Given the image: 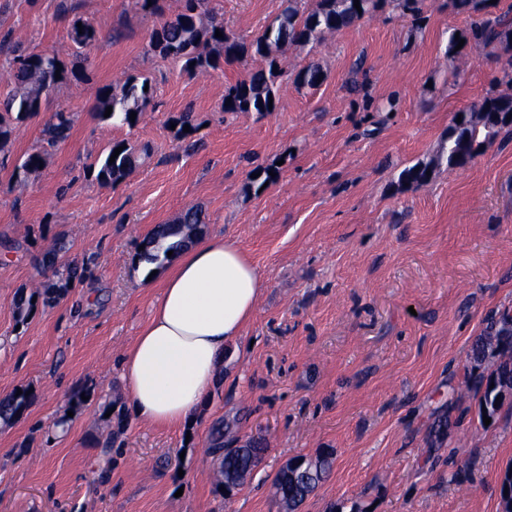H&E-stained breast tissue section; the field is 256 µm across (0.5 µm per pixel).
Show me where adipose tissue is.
I'll return each mask as SVG.
<instances>
[{"mask_svg": "<svg viewBox=\"0 0 512 512\" xmlns=\"http://www.w3.org/2000/svg\"><path fill=\"white\" fill-rule=\"evenodd\" d=\"M264 286L233 241L211 236L164 275L148 322L120 359L133 413L162 428L194 420L213 394L224 350L253 319Z\"/></svg>", "mask_w": 512, "mask_h": 512, "instance_id": "1", "label": "adipose tissue"}]
</instances>
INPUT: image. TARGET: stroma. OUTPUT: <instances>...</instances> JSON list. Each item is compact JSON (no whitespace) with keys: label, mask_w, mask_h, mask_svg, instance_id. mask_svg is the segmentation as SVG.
Segmentation results:
<instances>
[{"label":"stroma","mask_w":512,"mask_h":512,"mask_svg":"<svg viewBox=\"0 0 512 512\" xmlns=\"http://www.w3.org/2000/svg\"><path fill=\"white\" fill-rule=\"evenodd\" d=\"M282 0H208L226 31L254 36ZM97 31L81 81L58 85L14 133L0 164V394L28 389L25 417L0 423V512H284L277 473L329 454L328 477L298 512H500L512 465V401L482 425L467 380L492 362L469 353L491 319L512 313V133L464 170L405 188V167L439 150L451 116L480 101L500 66L491 52L445 57L469 18L425 0L413 27L385 8L288 47L274 111L224 113L246 64L182 73L149 49L161 17L134 0H0V71L14 51L69 56L72 18ZM324 82L292 80L310 62ZM146 76L153 105L135 127L95 118L98 89ZM396 97L395 112L379 104ZM192 108L196 146L172 116ZM74 115L43 167L20 170L52 110ZM115 140L140 155L121 183L92 163ZM276 166L256 189L250 172ZM202 207L208 235L234 241L265 287L220 384L187 428L159 429L130 410L119 361L149 317L160 276L133 265L140 241ZM65 240L91 275L17 325V292L43 280L36 260ZM86 400L74 407V393ZM237 418L225 447L262 442L263 464L225 497L211 426ZM114 436L120 452L103 446Z\"/></svg>","instance_id":"35a3bbf8"}]
</instances>
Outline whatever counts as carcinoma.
Returning a JSON list of instances; mask_svg holds the SVG:
<instances>
[{
	"label": "carcinoma",
	"instance_id": "1",
	"mask_svg": "<svg viewBox=\"0 0 512 512\" xmlns=\"http://www.w3.org/2000/svg\"><path fill=\"white\" fill-rule=\"evenodd\" d=\"M395 4L402 15L412 19L413 24L423 21L424 0H359L360 8L354 7V0H315L313 7L306 6V0H284L285 7L273 17L256 36L245 39L230 34L224 29V22L212 16L206 9V0H183L182 9L154 28L150 35L151 50L180 64V70L195 75L219 67L221 62L236 60L245 62L249 58H261L263 65L246 73L243 78L226 87L224 98L231 103L222 106L224 112H269V98L276 97L277 86L284 75L280 67V56L288 46L313 48L325 36L354 26L359 20L383 9L387 3ZM450 7L458 13L476 16L466 29L452 30L448 36V59L459 55L455 51L458 39L465 40L464 46L472 51L497 47L505 56L502 77L494 83H505L512 87V5L505 9L489 4L488 0H449ZM82 27H77V23ZM223 37L215 36V31ZM96 38V30L87 20L75 19L71 24L70 39L75 56ZM78 77V71L66 66L56 52H41L16 55L8 75L9 90L0 96V150L5 149L19 124L27 121L41 110L50 89L65 82L69 77ZM326 77L323 69L311 63L295 75V81L302 87L314 88L320 85L318 79ZM149 80L127 79L119 86L100 90L93 108L98 119H104L106 108H112L109 119L129 127L148 110L152 103V92L145 89ZM136 113L135 121L130 114ZM512 93L493 91L471 108L461 113V118H452L448 125L446 145L436 154L421 159L404 168L399 182L410 186H422L431 180L427 171L444 166L450 171L463 169L471 163L480 148L494 140L502 131L512 130ZM176 124L177 137L185 139L195 130L194 113L186 109L172 119ZM190 131L183 132L184 125ZM73 126V114L60 109L51 113L43 130L44 146L27 154L20 168L35 173L44 162L46 147H51L69 137ZM122 148L114 155L116 148ZM115 162H109L110 157ZM136 150L126 141H115L91 165L97 170L98 182L106 186L120 183L135 168ZM206 232V216L197 207L182 211L171 224L155 226L141 241L144 249L137 251L134 266L143 265L149 270L161 269L172 263L177 256L202 237ZM172 255H167V252ZM58 257L48 252L39 260V265L50 269L57 281L44 285V292L35 296H20L15 302V317L24 324L32 315L36 304L32 298L47 305L68 290L82 283L89 273L85 265L70 262L64 270L57 269ZM472 358L476 362L487 359L496 361V368L487 376L475 381L479 394L480 413L494 418L499 411L495 407L491 382L512 380V317L504 314L490 323L486 334L475 339ZM32 403V395L17 394L13 391L0 395V419L16 421L21 419ZM225 420L216 422L210 432V448L221 457L220 485L242 486L254 469L259 466L265 454L262 443L255 441L244 448L224 447ZM332 466V457L319 455L302 459V466L294 478L288 473L277 474L274 486L280 501L292 512L324 480Z\"/></svg>",
	"mask_w": 512,
	"mask_h": 512
}]
</instances>
